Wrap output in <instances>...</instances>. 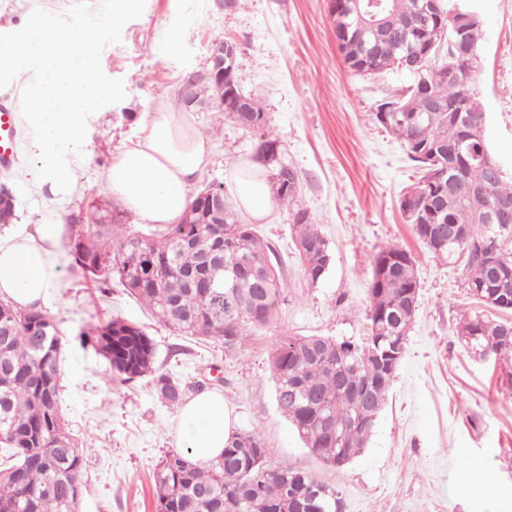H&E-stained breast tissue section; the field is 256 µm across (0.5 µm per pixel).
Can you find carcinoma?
<instances>
[{"label": "carcinoma", "instance_id": "cac0c4a2", "mask_svg": "<svg viewBox=\"0 0 512 512\" xmlns=\"http://www.w3.org/2000/svg\"><path fill=\"white\" fill-rule=\"evenodd\" d=\"M383 0L385 28L370 32L363 20L370 0H330L338 48L347 67L378 75L403 70L412 85L382 101L377 121L404 144L422 176L404 194L402 209L413 232L434 257L458 264L468 292L489 311L465 317L458 329L472 353L498 360L512 355V321L495 312L512 310V174L493 172L486 118L475 97L482 25L470 29L471 53L452 41L451 12L457 0ZM218 100L235 92L243 99L224 112L243 126L267 124L254 97L228 82L207 80L196 95ZM451 108L437 112L435 106ZM255 161L270 170L276 198L291 206L293 243L307 281L328 272L329 242L308 210L297 203L300 182L281 180L278 140L261 141ZM193 224L149 233H128L122 224H89L72 239L73 259L84 278L104 293L112 280L165 324L190 336L216 339L234 349L271 325L285 290L274 250L243 224L229 203L218 216L220 230L202 223L203 194ZM415 261L398 246L374 256L368 291L369 332L364 342L328 336L285 335L270 366L279 411L305 446L323 462L341 448L359 456L376 424L391 385L382 384L380 358L403 360L416 313L404 300L419 290ZM209 267L219 282L238 268L230 286L189 288L184 274ZM121 381L151 376L154 394L175 407L184 388L155 369L151 336L135 323L110 319L80 335ZM66 346L55 317L45 309L18 310L0 301V512H77L86 448L70 433L58 404L59 363ZM267 449L256 430L232 435L218 459L195 461L186 449L164 454L153 472L156 512H338L336 488L286 466L266 464Z\"/></svg>", "mask_w": 512, "mask_h": 512}]
</instances>
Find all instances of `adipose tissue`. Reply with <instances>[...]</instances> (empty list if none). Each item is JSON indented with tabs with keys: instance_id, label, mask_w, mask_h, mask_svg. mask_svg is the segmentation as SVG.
<instances>
[{
	"instance_id": "1",
	"label": "adipose tissue",
	"mask_w": 512,
	"mask_h": 512,
	"mask_svg": "<svg viewBox=\"0 0 512 512\" xmlns=\"http://www.w3.org/2000/svg\"><path fill=\"white\" fill-rule=\"evenodd\" d=\"M141 6L142 0H114L103 18H81L69 25L33 9L14 29L8 47L0 48V84L20 89L31 184L54 201L37 223L12 224L0 233V296L18 309L43 308L56 297L63 280L59 255L67 224L55 203L73 195L75 170L88 159L93 109L120 95L99 76L98 29L119 25ZM207 165L189 114L167 103L142 127L137 140L114 157L106 185L144 223L164 227L180 222L193 201L190 189ZM236 180L243 211L252 219H265L275 199L262 166L247 163ZM234 422L220 391H201L179 414L178 444L213 459L222 453Z\"/></svg>"
}]
</instances>
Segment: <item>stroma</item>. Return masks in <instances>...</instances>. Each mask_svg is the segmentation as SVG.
I'll list each match as a JSON object with an SVG mask.
<instances>
[{"mask_svg":"<svg viewBox=\"0 0 512 512\" xmlns=\"http://www.w3.org/2000/svg\"><path fill=\"white\" fill-rule=\"evenodd\" d=\"M329 0H144L140 14L103 32L99 75L124 94L89 130V159L77 190L60 206L70 233L96 220L140 232L144 226L108 192L103 172L135 141L151 112L182 103L186 74L205 70L212 41L235 38L239 87L255 96L267 126L243 127L213 107L191 109L210 162L196 190L223 184L235 197V174L255 156L263 134L277 138L284 161L301 176L299 202L330 244L333 263L309 285L295 251L289 210L276 204L254 227L276 251L285 299L276 321L240 347L204 342L165 327L120 285L100 295L62 249V286L50 312L68 339L60 365V407L83 441L79 512H155L153 472L177 447L179 408L153 394L149 378L116 380L79 335L113 317L146 327L158 372L187 394L217 390L232 410L235 431L258 430L268 466L313 474L336 488L341 512H512V365L482 361L463 348L457 327L474 308L460 266L439 261L416 239L399 200L420 176L401 141L377 121L378 104L410 83L402 73L361 75L338 50ZM56 21L103 15L109 0H0V41L32 7ZM483 23L475 92L486 114L489 145L512 168V0H470ZM182 28L174 54L158 41ZM30 158L19 150L0 171L16 198L18 221L36 223L45 198L31 188ZM408 250L420 284L407 350L364 452L344 469L313 455L278 411L270 356L282 335L363 340L368 332L372 261L383 246Z\"/></svg>","mask_w":512,"mask_h":512,"instance_id":"stroma-1","label":"stroma"}]
</instances>
